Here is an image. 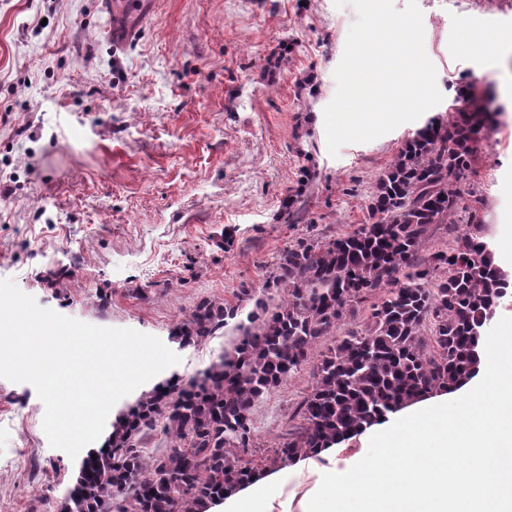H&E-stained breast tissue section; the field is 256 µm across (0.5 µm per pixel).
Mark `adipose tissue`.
<instances>
[{"label": "adipose tissue", "instance_id": "obj_1", "mask_svg": "<svg viewBox=\"0 0 512 512\" xmlns=\"http://www.w3.org/2000/svg\"><path fill=\"white\" fill-rule=\"evenodd\" d=\"M512 395V378L489 364L479 382L454 393H435L392 413L385 425L365 428L354 453L331 447L298 458L293 476L311 480L303 494L289 491L282 472L264 474L207 512H399L405 497L427 501L426 512H458L448 504V425L456 423L479 459L512 450V417L487 425L480 405Z\"/></svg>", "mask_w": 512, "mask_h": 512}]
</instances>
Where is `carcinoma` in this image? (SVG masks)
I'll use <instances>...</instances> for the list:
<instances>
[{"mask_svg": "<svg viewBox=\"0 0 512 512\" xmlns=\"http://www.w3.org/2000/svg\"><path fill=\"white\" fill-rule=\"evenodd\" d=\"M451 111L405 141L377 180L366 224L288 246L261 289H239L236 305L195 307L179 327L184 345L224 327L243 302L255 310L236 326L233 350L200 376L159 384L119 414L104 447L79 463L58 512H203L263 471L479 372L480 342L509 282L488 243L459 232L454 182L471 171L491 113L472 85ZM442 225L452 242L432 252ZM329 337L288 441L260 468L244 460L254 403L300 374ZM158 427L168 447L147 457L141 447Z\"/></svg>", "mask_w": 512, "mask_h": 512, "instance_id": "1", "label": "carcinoma"}]
</instances>
